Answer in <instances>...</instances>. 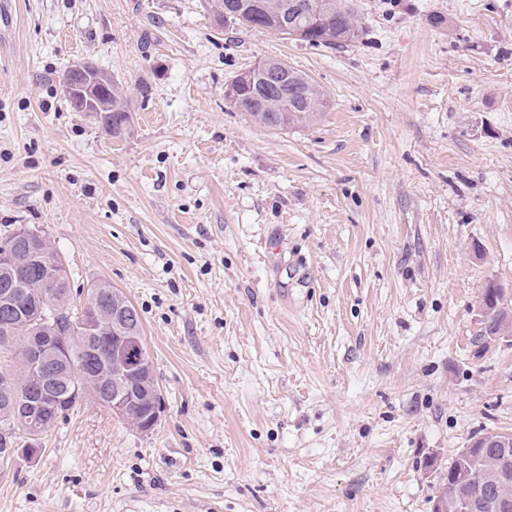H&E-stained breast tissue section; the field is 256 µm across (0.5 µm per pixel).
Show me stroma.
I'll return each instance as SVG.
<instances>
[{
	"instance_id": "stroma-1",
	"label": "stroma",
	"mask_w": 512,
	"mask_h": 512,
	"mask_svg": "<svg viewBox=\"0 0 512 512\" xmlns=\"http://www.w3.org/2000/svg\"><path fill=\"white\" fill-rule=\"evenodd\" d=\"M350 2L360 37L327 48L206 0H12L0 235L128 298L163 411L59 419L0 512H431L472 437L512 434V336L477 339L487 282L512 308V0ZM265 59L322 87L317 123L225 101ZM80 61L125 137L68 104ZM103 103L106 105V108L102 111L104 113V124L109 129L108 135L113 138L125 136L131 129V125H127V113H130V111L124 103L119 84L114 80L109 97Z\"/></svg>"
}]
</instances>
